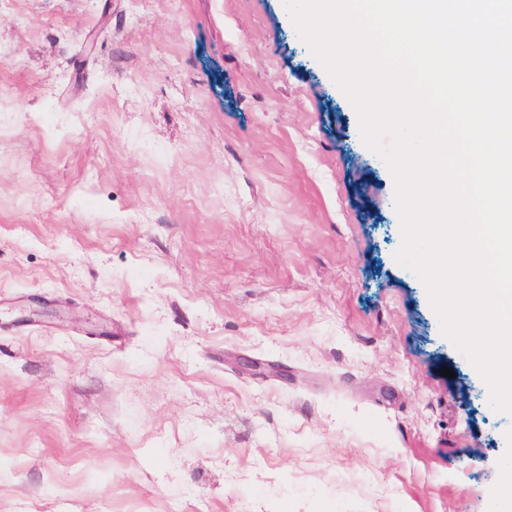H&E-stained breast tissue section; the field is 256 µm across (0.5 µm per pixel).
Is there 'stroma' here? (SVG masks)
Wrapping results in <instances>:
<instances>
[{
    "mask_svg": "<svg viewBox=\"0 0 512 512\" xmlns=\"http://www.w3.org/2000/svg\"><path fill=\"white\" fill-rule=\"evenodd\" d=\"M394 192L284 0H0V512H503Z\"/></svg>",
    "mask_w": 512,
    "mask_h": 512,
    "instance_id": "1",
    "label": "stroma"
}]
</instances>
